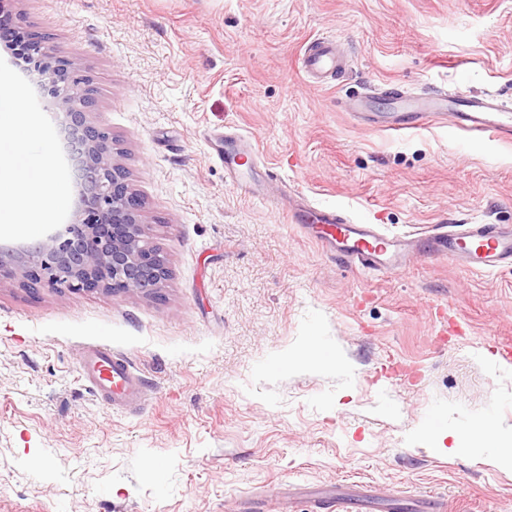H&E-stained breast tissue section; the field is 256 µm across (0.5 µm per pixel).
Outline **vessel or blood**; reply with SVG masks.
<instances>
[{
    "instance_id": "obj_1",
    "label": "vessel or blood",
    "mask_w": 512,
    "mask_h": 512,
    "mask_svg": "<svg viewBox=\"0 0 512 512\" xmlns=\"http://www.w3.org/2000/svg\"><path fill=\"white\" fill-rule=\"evenodd\" d=\"M304 70L312 83H327L344 71L347 60L337 51L335 38L313 39L303 56ZM394 108L389 112L370 109L369 95L346 98L343 111L360 123L387 130L420 129L426 125L454 122L456 127L476 138H512V114L499 107L493 98H477L441 92L419 99L395 92ZM257 155L252 144L236 130L224 134V169L248 194L265 193L260 179H243V172L254 173ZM288 223L299 225L306 236L318 241L336 258L365 270L394 271L419 251L418 241L387 236L375 225L364 223L342 207H329L295 197L275 206ZM429 251L470 271H492L512 267V226L507 224H469L464 230H447L432 236ZM82 376L94 395L121 409L140 401L142 393L128 362L106 345L92 344L83 354Z\"/></svg>"
}]
</instances>
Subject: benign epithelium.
Segmentation results:
<instances>
[{
    "mask_svg": "<svg viewBox=\"0 0 512 512\" xmlns=\"http://www.w3.org/2000/svg\"><path fill=\"white\" fill-rule=\"evenodd\" d=\"M0 26L19 42L16 59L58 101L80 159L79 200L70 222L21 249L0 248V278H17L32 291L49 286L160 298L169 269L143 233L142 199L114 161L110 133L89 120L90 79L54 55L45 36L12 25L10 14H0Z\"/></svg>",
    "mask_w": 512,
    "mask_h": 512,
    "instance_id": "obj_1",
    "label": "benign epithelium"
}]
</instances>
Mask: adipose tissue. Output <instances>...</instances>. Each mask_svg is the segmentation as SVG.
Segmentation results:
<instances>
[{
    "mask_svg": "<svg viewBox=\"0 0 512 512\" xmlns=\"http://www.w3.org/2000/svg\"><path fill=\"white\" fill-rule=\"evenodd\" d=\"M37 124L12 90L11 74L0 68V230L51 223V200L61 199L62 185L52 178L46 158L26 153L24 144ZM425 433L434 448L455 454L496 448L499 468L512 470V436L495 433L476 423L447 428L428 421Z\"/></svg>",
    "mask_w": 512,
    "mask_h": 512,
    "instance_id": "adipose-tissue-1",
    "label": "adipose tissue"
}]
</instances>
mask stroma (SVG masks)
<instances>
[{
    "instance_id": "35a3bbf8",
    "label": "stroma",
    "mask_w": 512,
    "mask_h": 512,
    "mask_svg": "<svg viewBox=\"0 0 512 512\" xmlns=\"http://www.w3.org/2000/svg\"><path fill=\"white\" fill-rule=\"evenodd\" d=\"M89 76L90 121L143 199L170 276L162 299L0 281V512H251L274 491L347 494L348 512H512L494 449L438 453L431 418L512 433V267L430 256L367 273L326 254L234 186L214 151L228 125L262 174L324 206L423 239L512 225V140L450 126L388 131L348 93L448 90L512 108V0H6ZM348 68L309 82L307 43ZM37 120L68 224L76 164L56 102L0 46ZM130 360L141 406L116 411L81 378L85 345ZM337 352L330 366L311 344Z\"/></svg>"
}]
</instances>
